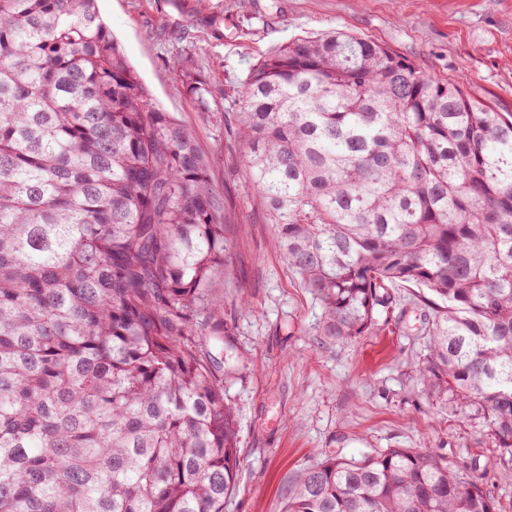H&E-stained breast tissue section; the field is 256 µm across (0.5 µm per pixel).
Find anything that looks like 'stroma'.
Here are the masks:
<instances>
[{
    "label": "stroma",
    "instance_id": "obj_1",
    "mask_svg": "<svg viewBox=\"0 0 512 512\" xmlns=\"http://www.w3.org/2000/svg\"><path fill=\"white\" fill-rule=\"evenodd\" d=\"M157 105L190 128L224 200L223 342L197 336L224 368L239 465L226 512H281L296 475L324 458L428 447L512 512V459L427 394L419 370L433 312L425 289L387 290L367 335L333 340L322 309L282 259L244 169L235 112L265 55L333 29L379 42L429 76L512 113V0H97ZM183 69H175V61ZM206 89L196 97L190 86Z\"/></svg>",
    "mask_w": 512,
    "mask_h": 512
}]
</instances>
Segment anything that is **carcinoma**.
Segmentation results:
<instances>
[{"label": "carcinoma", "mask_w": 512, "mask_h": 512, "mask_svg": "<svg viewBox=\"0 0 512 512\" xmlns=\"http://www.w3.org/2000/svg\"><path fill=\"white\" fill-rule=\"evenodd\" d=\"M245 172L344 340L430 292L424 387L512 457V113L336 30L244 80ZM96 0H0V512H224L238 440L195 336L224 203ZM284 512H496L428 448L335 456Z\"/></svg>", "instance_id": "obj_1"}]
</instances>
